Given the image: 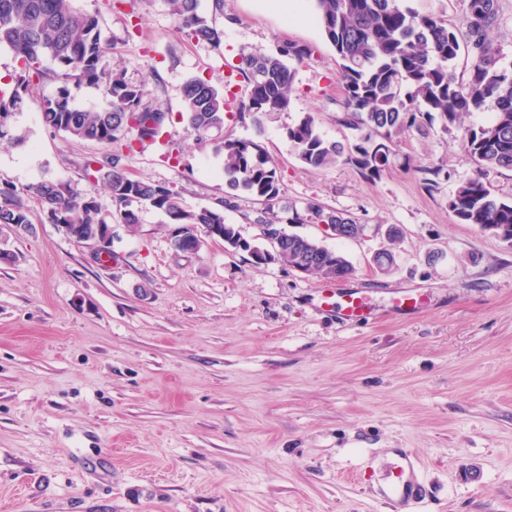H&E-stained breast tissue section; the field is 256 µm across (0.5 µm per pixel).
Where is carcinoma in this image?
I'll use <instances>...</instances> for the list:
<instances>
[{
	"instance_id": "1",
	"label": "carcinoma",
	"mask_w": 512,
	"mask_h": 512,
	"mask_svg": "<svg viewBox=\"0 0 512 512\" xmlns=\"http://www.w3.org/2000/svg\"><path fill=\"white\" fill-rule=\"evenodd\" d=\"M323 32L340 60L344 101L336 121L357 132L356 142L345 145L323 137L315 118L308 114L286 129L296 159L304 166L322 169L349 164L374 181L395 154L394 139L422 120L439 117L454 125L463 114L492 110L491 120L466 128L461 145L473 157L477 170L462 182L448 201L453 216L463 224H476L512 242V201L496 197L485 182L490 169L512 170V70L497 65L496 50L484 37L495 17V0H469L467 27L478 50L469 81L458 83L450 70L460 49L457 30L430 15H421L403 0H314ZM187 35L218 49L224 30L199 12V0H165ZM7 44L20 63L17 87L0 94V117L7 118L23 102L22 93L46 77L43 61L60 70L62 85L40 103L45 127L75 140L115 145L101 161H91L87 179L102 186L112 199V212L104 214L95 197L71 193L66 184L44 179L22 189L0 184V225L25 224L34 230L28 199L41 205L50 224L139 223L137 206L162 212L169 224L183 225L184 234L172 231L175 247H200L195 231L205 224L224 226V237L249 253L256 264L278 260L275 252L257 244L280 237L291 255L288 262L303 273L334 278L352 268L337 251L309 237H290L287 225L314 219L321 224H353L341 212L327 211L310 202L304 212L276 210L279 175L275 164L252 140L226 138L222 142L224 182L262 205L251 223L260 225V237L248 239L226 222L228 198L190 210L169 186L133 177L123 167L124 152L146 144L157 145L163 158L172 151L163 141L167 112L144 103L145 85L126 80L106 62L108 42L103 39L97 15L77 10L71 0H0V44ZM310 57V50L295 44H279L268 53L241 56L237 76L245 82L238 116L260 125L275 113L288 109L296 69ZM87 83L99 92L98 103L78 108L72 102L68 82ZM227 112L222 90L210 81L194 77L183 87L182 118L188 130L201 140L224 126Z\"/></svg>"
}]
</instances>
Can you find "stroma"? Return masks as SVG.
<instances>
[{
    "instance_id": "obj_1",
    "label": "stroma",
    "mask_w": 512,
    "mask_h": 512,
    "mask_svg": "<svg viewBox=\"0 0 512 512\" xmlns=\"http://www.w3.org/2000/svg\"><path fill=\"white\" fill-rule=\"evenodd\" d=\"M72 0L98 15L112 65L145 85V104L167 112L164 139L127 154L128 173L178 190L187 207L229 197L224 216L251 238L259 205L228 190L217 148L224 138L258 143L279 169V205L314 201L363 224L356 239L325 225L292 232L338 251L354 267L345 280L254 264L220 240L175 251L163 213L140 207L135 229L112 228L108 251L79 244L36 220L9 235L0 261V512H391L378 487L396 449L410 451L428 496L421 512H512V243L448 208L473 175L459 144L460 123L434 121L395 141L380 179L353 166L311 169L285 137L313 114L326 138L355 133L336 121L343 90L336 53L312 0L291 13L267 0H224L203 16L224 31L221 49L188 39L163 0ZM416 12L458 29L457 82L471 75L475 50L468 0H408ZM288 42L308 47L288 110L263 127L228 115L195 140L181 116L187 80L217 87L241 52ZM29 88L15 112V145H0V184L43 180L112 201L89 183L85 164L112 145L75 142L44 127L39 103L58 85ZM441 170L426 191L420 167ZM398 229L388 238L387 226ZM394 263L379 269L378 252ZM414 290V315L392 311L396 291ZM363 294L376 318L351 324L335 302Z\"/></svg>"
}]
</instances>
